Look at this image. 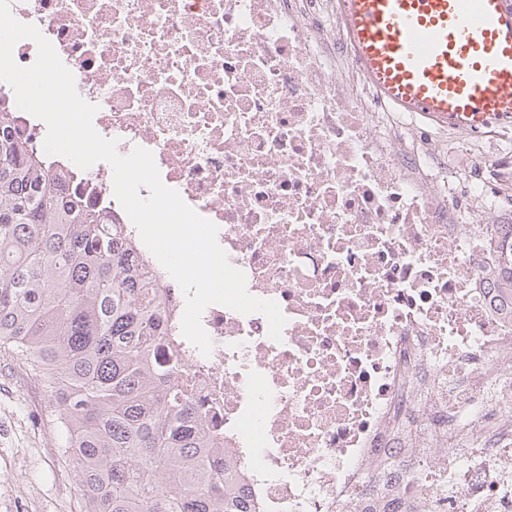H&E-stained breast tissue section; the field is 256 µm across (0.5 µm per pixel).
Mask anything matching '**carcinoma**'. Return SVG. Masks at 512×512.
I'll use <instances>...</instances> for the list:
<instances>
[{"label":"carcinoma","mask_w":512,"mask_h":512,"mask_svg":"<svg viewBox=\"0 0 512 512\" xmlns=\"http://www.w3.org/2000/svg\"><path fill=\"white\" fill-rule=\"evenodd\" d=\"M0 102V352L53 397L83 512H257L179 382L177 306L124 225L62 189ZM512 313V243L495 280Z\"/></svg>","instance_id":"cac0c4a2"}]
</instances>
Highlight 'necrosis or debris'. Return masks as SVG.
<instances>
[{
  "label": "necrosis or debris",
  "instance_id": "1",
  "mask_svg": "<svg viewBox=\"0 0 512 512\" xmlns=\"http://www.w3.org/2000/svg\"><path fill=\"white\" fill-rule=\"evenodd\" d=\"M322 0H10L120 155L218 227L267 318L209 306L182 380L258 512H512V314L490 284L505 206L474 158L374 112L336 74ZM129 218L105 162L50 159Z\"/></svg>",
  "mask_w": 512,
  "mask_h": 512
}]
</instances>
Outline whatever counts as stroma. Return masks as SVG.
Segmentation results:
<instances>
[{
	"label": "stroma",
	"mask_w": 512,
	"mask_h": 512,
	"mask_svg": "<svg viewBox=\"0 0 512 512\" xmlns=\"http://www.w3.org/2000/svg\"><path fill=\"white\" fill-rule=\"evenodd\" d=\"M504 159L512 154V128L466 141L448 154L449 165L465 169L474 155ZM24 366L0 355V512H79L81 487L71 465L60 463V436L39 425L38 416L14 377Z\"/></svg>",
	"instance_id": "stroma-1"
}]
</instances>
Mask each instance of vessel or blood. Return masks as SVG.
I'll list each match as a JSON object with an SVG mask.
<instances>
[{"mask_svg":"<svg viewBox=\"0 0 512 512\" xmlns=\"http://www.w3.org/2000/svg\"><path fill=\"white\" fill-rule=\"evenodd\" d=\"M350 64L379 102L475 137L512 127V0H338Z\"/></svg>","mask_w":512,"mask_h":512,"instance_id":"vessel-or-blood-1","label":"vessel or blood"}]
</instances>
